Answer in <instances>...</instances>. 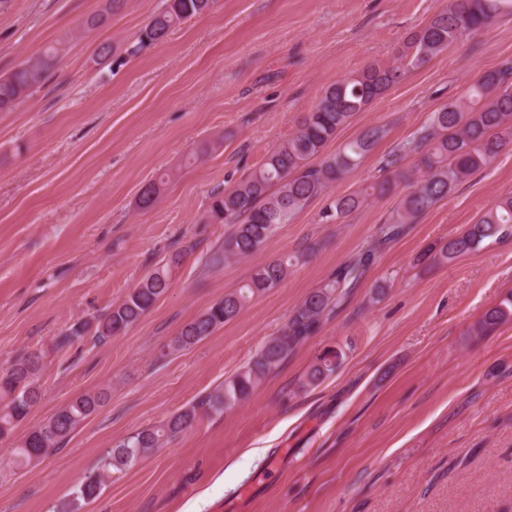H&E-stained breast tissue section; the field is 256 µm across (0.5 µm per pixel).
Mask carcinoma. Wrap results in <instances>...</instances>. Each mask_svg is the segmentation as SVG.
Instances as JSON below:
<instances>
[{
  "label": "carcinoma",
  "instance_id": "obj_1",
  "mask_svg": "<svg viewBox=\"0 0 512 512\" xmlns=\"http://www.w3.org/2000/svg\"><path fill=\"white\" fill-rule=\"evenodd\" d=\"M166 6L151 15L130 47L134 54L146 44L164 40L181 22L209 10L213 0H165ZM128 0H108L104 12L85 19L82 29L102 26L110 14L124 10ZM512 13V0H449L419 29L398 46L392 61L371 62L357 73L338 79L326 88L313 109L305 113L287 141L272 149L262 165L236 186L215 195L209 220L228 226L224 241L208 258L220 266L252 258L279 225L289 223L306 204L327 192L333 183L354 173L387 135L383 125L363 130L332 154L325 146L393 84L448 50L464 36L486 30L500 15ZM65 43L46 44L38 54L11 72L0 75V111L11 110L32 97L47 81L64 56ZM512 146V62L478 74L466 94L430 113L428 121L409 140L398 144L382 161L384 180L364 189L338 196L325 207L321 220L339 223L373 198L406 182L390 220L382 224L375 242L341 265L325 283L308 291L287 322L266 338L250 362L213 391L175 412L165 421L112 443L99 467L80 478L71 488L66 504L79 512L95 499L112 475L127 471L164 446L171 438L191 428L203 416L221 415L251 395L257 385L274 373L325 321L341 307L352 288L374 261L377 248L402 236L407 225L433 208L475 171L490 164L507 146ZM413 157V166L402 168ZM161 181L142 187L139 208H151ZM512 234V195L498 199L481 217L459 235L423 258L447 264L475 251L488 239ZM307 254L296 251L255 264L247 279L185 324L167 344L168 353L186 350L234 319L253 300L279 287ZM182 263L177 253L146 274L112 308L89 320L72 324L54 344L61 351L92 335L104 343L119 336L145 316L171 285ZM512 321V295L488 309L474 331L486 335ZM44 352L26 351L0 369V438L8 437L41 398L39 379ZM344 358L342 350L328 349L308 368L301 388L324 382L336 373ZM108 392L82 393L59 408L48 420L30 430L12 449V467L20 472L61 448L68 437L107 399Z\"/></svg>",
  "mask_w": 512,
  "mask_h": 512
}]
</instances>
